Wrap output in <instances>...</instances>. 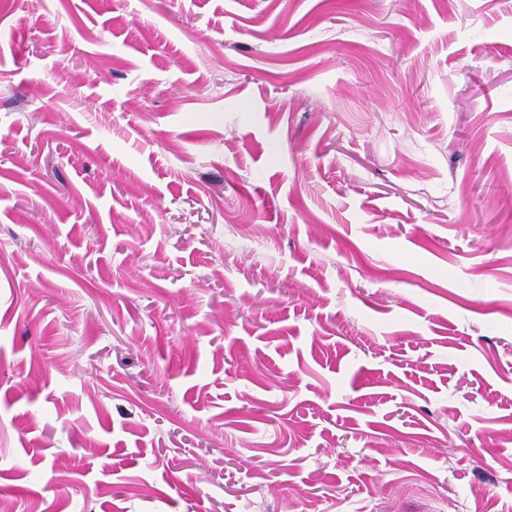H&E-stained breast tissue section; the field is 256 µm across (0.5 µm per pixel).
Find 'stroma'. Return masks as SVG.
Returning <instances> with one entry per match:
<instances>
[{"instance_id": "1", "label": "stroma", "mask_w": 512, "mask_h": 512, "mask_svg": "<svg viewBox=\"0 0 512 512\" xmlns=\"http://www.w3.org/2000/svg\"><path fill=\"white\" fill-rule=\"evenodd\" d=\"M9 512H512V0L0 13Z\"/></svg>"}]
</instances>
